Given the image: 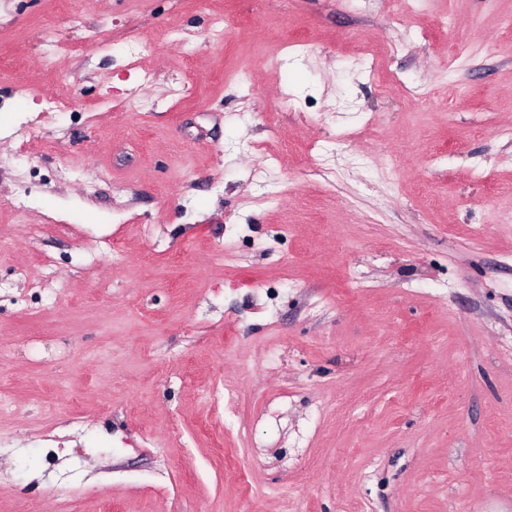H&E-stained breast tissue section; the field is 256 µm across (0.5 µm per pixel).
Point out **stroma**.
<instances>
[{"label":"stroma","instance_id":"35a3bbf8","mask_svg":"<svg viewBox=\"0 0 512 512\" xmlns=\"http://www.w3.org/2000/svg\"><path fill=\"white\" fill-rule=\"evenodd\" d=\"M509 18L0 0V512H512ZM43 43L46 49L44 54L48 57L47 59L58 58L56 53L59 51L67 52L76 48L74 43L69 42L55 29H46L43 32Z\"/></svg>","mask_w":512,"mask_h":512}]
</instances>
